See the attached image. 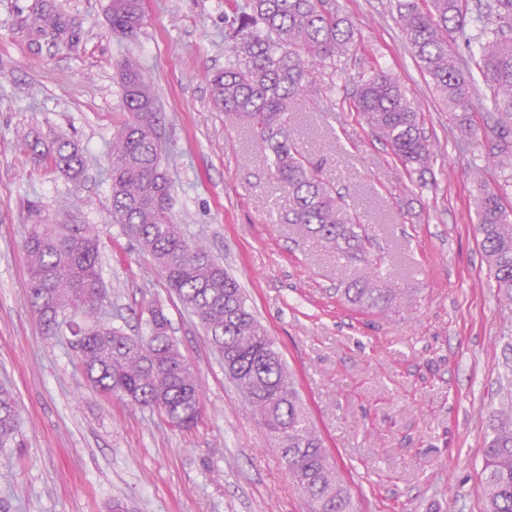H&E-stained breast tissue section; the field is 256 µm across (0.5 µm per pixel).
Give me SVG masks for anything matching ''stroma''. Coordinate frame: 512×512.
Returning <instances> with one entry per match:
<instances>
[{"instance_id": "obj_1", "label": "stroma", "mask_w": 512, "mask_h": 512, "mask_svg": "<svg viewBox=\"0 0 512 512\" xmlns=\"http://www.w3.org/2000/svg\"><path fill=\"white\" fill-rule=\"evenodd\" d=\"M31 0H0V383L21 410L0 448V512H309L274 439L226 376L202 327L122 225L112 221L109 146L127 118L121 62L130 57L162 115L172 212L246 290L357 512H483L482 448L496 407L512 309L489 286L476 225L475 167L486 145L461 131L410 53L390 0H337L355 41L342 74L310 72L312 95L293 132L356 209L380 258L379 284L407 305L349 301L364 271L300 236L256 132L215 109L209 77L224 67V0H145L137 36L112 35L108 0H47L80 34L48 50L24 26ZM383 70L421 104L435 151L406 175L350 106L362 78ZM75 141L85 172L51 164L57 138ZM53 221L100 231L108 289L100 317L127 335L161 302L202 388L195 428L95 395L64 340L45 333L27 297V203Z\"/></svg>"}]
</instances>
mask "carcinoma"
I'll use <instances>...</instances> for the list:
<instances>
[{
	"instance_id": "1",
	"label": "carcinoma",
	"mask_w": 512,
	"mask_h": 512,
	"mask_svg": "<svg viewBox=\"0 0 512 512\" xmlns=\"http://www.w3.org/2000/svg\"><path fill=\"white\" fill-rule=\"evenodd\" d=\"M397 20L413 57L430 78L442 104L464 132L482 131L489 160L498 173L493 189L477 181V230L497 296L512 304V0H396ZM112 33L132 38L144 22L140 0H108ZM28 25L57 50H70L79 33L46 17L42 0H32ZM224 69L210 79L211 100L237 123L259 132L260 146L277 182L291 201L288 223L346 254L362 252L364 225L344 197L321 176L314 153L291 131L293 112L309 95V70L340 66L353 33L338 17L336 0H224ZM463 42L467 55L453 48ZM485 88L483 125L473 119L476 86ZM122 103L128 119L112 137V223L120 224L150 256L154 268L184 309L205 331L211 346L256 405L257 422L272 434L289 480L307 499L310 512H357L323 440L302 407L296 380L267 329L247 306L243 288L206 245L187 239L171 213L172 183L162 164L159 112L138 67L122 70ZM351 105L391 148L408 173L434 160L418 103L390 74L381 71L357 84ZM57 169L74 182L84 157L70 141L52 151ZM24 240L28 299L46 333L69 327L82 337L78 367L89 387L157 413L169 426L186 429L202 414L201 386L170 332L163 306L149 304L146 332L128 336L106 324L98 310L106 297L99 272L98 235L91 224L50 222L37 208ZM379 265L347 289L350 300L368 309L402 298L377 285ZM509 376L501 407L489 415L483 448L484 512H512V342L503 351ZM20 410L0 385V447L15 438Z\"/></svg>"
}]
</instances>
